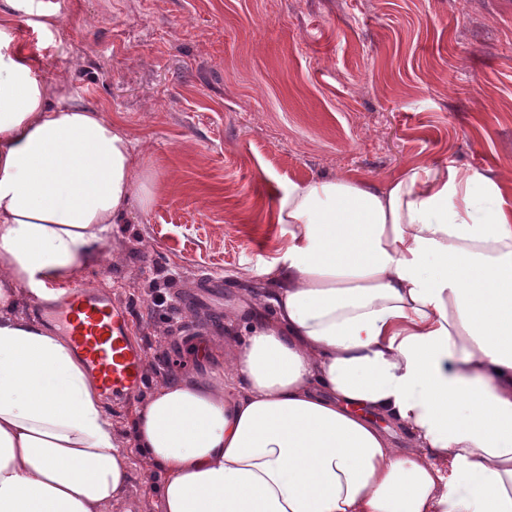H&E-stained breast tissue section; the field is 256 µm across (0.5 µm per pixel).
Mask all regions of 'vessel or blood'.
<instances>
[{
  "label": "vessel or blood",
  "mask_w": 512,
  "mask_h": 512,
  "mask_svg": "<svg viewBox=\"0 0 512 512\" xmlns=\"http://www.w3.org/2000/svg\"><path fill=\"white\" fill-rule=\"evenodd\" d=\"M47 313L105 396L128 398L140 390L145 352L132 340L128 311L109 294L91 286L74 287Z\"/></svg>",
  "instance_id": "vessel-or-blood-1"
}]
</instances>
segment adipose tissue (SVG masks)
<instances>
[{"instance_id": "adipose-tissue-1", "label": "adipose tissue", "mask_w": 512, "mask_h": 512, "mask_svg": "<svg viewBox=\"0 0 512 512\" xmlns=\"http://www.w3.org/2000/svg\"><path fill=\"white\" fill-rule=\"evenodd\" d=\"M0 0V512H512V206L490 176L411 168L293 185L288 243L232 313L233 375L170 379L118 432L66 339L22 311L151 188L121 127L49 87ZM129 450L132 456V463L134 465L132 467V475L135 483L143 493L147 509H149V511L159 512V510L150 503V499L153 497L152 483L155 478L154 470L151 466L137 457L133 448H129Z\"/></svg>"}]
</instances>
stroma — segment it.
<instances>
[{
  "label": "stroma",
  "mask_w": 512,
  "mask_h": 512,
  "mask_svg": "<svg viewBox=\"0 0 512 512\" xmlns=\"http://www.w3.org/2000/svg\"><path fill=\"white\" fill-rule=\"evenodd\" d=\"M35 2L59 24L17 13L25 51L127 129L152 187L78 278L130 311L144 391L229 373L227 318L288 241L273 215L293 184L455 166L512 205V0Z\"/></svg>",
  "instance_id": "35a3bbf8"
}]
</instances>
